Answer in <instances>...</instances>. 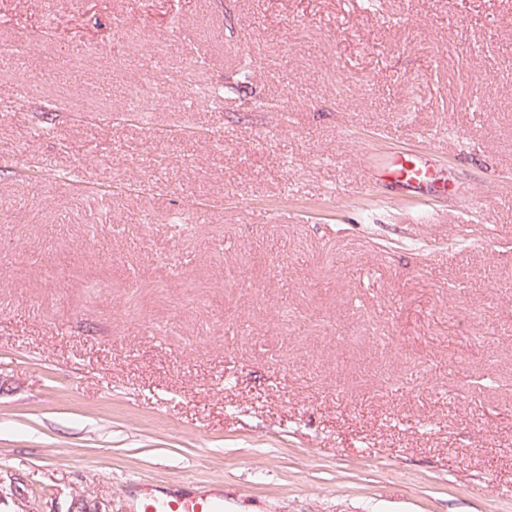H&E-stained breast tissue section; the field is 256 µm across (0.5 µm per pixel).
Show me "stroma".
Here are the masks:
<instances>
[{"label":"stroma","instance_id":"obj_1","mask_svg":"<svg viewBox=\"0 0 512 512\" xmlns=\"http://www.w3.org/2000/svg\"><path fill=\"white\" fill-rule=\"evenodd\" d=\"M147 484L512 512V0H0V512Z\"/></svg>","mask_w":512,"mask_h":512}]
</instances>
